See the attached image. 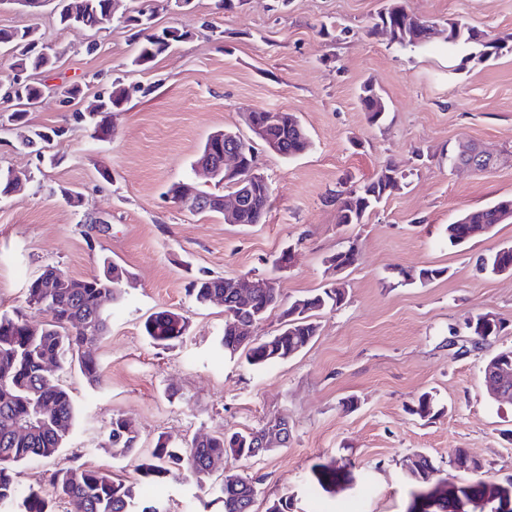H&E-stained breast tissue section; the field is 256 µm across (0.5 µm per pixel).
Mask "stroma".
Instances as JSON below:
<instances>
[{
  "label": "stroma",
  "instance_id": "35a3bbf8",
  "mask_svg": "<svg viewBox=\"0 0 512 512\" xmlns=\"http://www.w3.org/2000/svg\"><path fill=\"white\" fill-rule=\"evenodd\" d=\"M407 12L444 25L462 19L497 38L512 33V0H404ZM386 0H192L159 11L160 25L190 32L187 41L142 71L131 64L127 30L98 33L59 26L50 11L33 15L0 6V28L33 29L61 51L58 68L30 108L39 130L63 129L45 160L18 148L15 130L0 126V169L27 171L24 188L0 201V313L23 311L26 288L46 267L82 280L109 257L128 271L96 352L104 371L91 387L79 370L59 382L74 397L76 420L60 454L17 468L21 491L50 493L49 475L82 464L136 483L140 497L166 512H220L204 507L195 478L140 476L158 437L179 444L199 433L234 432L284 416L287 443L256 461L225 457L233 472L261 476L254 512L281 496L294 512H407L412 485L405 468L426 453L435 481L464 482L453 464L465 449L485 479H512V405L493 402L483 386L485 361L512 347V274L479 271L478 257L512 245V223L454 247L448 226L462 214L512 196V54L472 60L450 71L448 45L424 50L388 44L373 27ZM101 50L85 54L86 42ZM140 93L110 115V140L91 139L74 118L116 77ZM372 84L385 99L384 121L369 124L358 104ZM80 85L82 96L66 91ZM248 107L294 113L311 145L286 159L258 148L271 185L262 223L176 205L168 190L214 131L250 137ZM493 155L487 171L454 170L458 142ZM404 171L400 188L364 223H338L337 190L369 181L386 164ZM81 192L70 206L62 189ZM356 265L336 274L328 260L350 245ZM294 263L275 271L285 248ZM441 269L421 283L420 269ZM277 275L282 301L339 282L342 304L320 311L314 341L298 355L263 368L225 357L217 342L224 307L197 304L190 279L202 275ZM183 313L188 329L174 347L152 346L143 323L153 312ZM491 314L499 332L472 336L471 317ZM436 414L411 415L423 392ZM139 436L137 455L113 458L100 443L113 415ZM336 463L344 475L322 490L311 468Z\"/></svg>",
  "mask_w": 512,
  "mask_h": 512
}]
</instances>
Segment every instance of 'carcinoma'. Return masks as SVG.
<instances>
[{"instance_id":"1","label":"carcinoma","mask_w":512,"mask_h":512,"mask_svg":"<svg viewBox=\"0 0 512 512\" xmlns=\"http://www.w3.org/2000/svg\"><path fill=\"white\" fill-rule=\"evenodd\" d=\"M109 0H82L81 14L70 17L65 13V0H57V21L64 28L100 30L111 24L117 28L138 27L134 56L131 65L146 70L159 56L188 38L177 29L156 30L152 23L141 24L139 17L154 14L153 9L137 10L136 15L123 20L106 18ZM406 14L402 0H391L379 15L380 30L386 40L400 47L424 49L429 41L419 35L399 29V22ZM448 52L459 48L470 50L469 58L479 60L512 53V34L494 39L462 20H448L445 28ZM0 51L13 59V73L24 74L29 83L21 90L27 101L42 95V84L36 81L39 74H49L57 68L58 54L52 48L35 45L26 39V30L0 29ZM135 87L116 78L110 90L89 103L86 112L76 114V119L89 120L93 125L92 137L105 141L112 138L109 121L112 109L129 98ZM361 110L369 124L380 122L386 112L384 99L370 86L361 88L358 96ZM288 122L266 129L268 139L279 145V155L288 159L299 156L309 140L302 137L297 126V116L287 114ZM7 122L19 130L20 147L41 155L43 142L49 135L60 136L61 129L47 135L28 124L27 112L15 109L6 116ZM402 172L387 164L372 180L357 186L336 191L340 224H362L370 211L400 186ZM270 193L256 192L244 209L234 219L236 224H259L265 218ZM512 223V198L500 199L493 204L462 215L448 225V241L461 245L477 235V225ZM482 271L490 274L512 272V246L498 250L479 259ZM112 262L103 259L98 270L85 279L81 288H51L49 284L63 276V272L51 267L33 278L26 288L29 308L43 313L47 320L38 330H31L27 315L0 314V512H53L52 500L35 491L20 493L15 467L33 458L51 459L64 447L65 439L76 418V409L70 393L55 383V373L45 369L42 362L52 359L58 370L75 364L88 384L96 386L102 381V369L91 346L97 345L108 331V314L100 307L99 300L108 296L112 304L122 299V289L115 286L109 272ZM235 279L221 276L195 278L188 284L189 295L199 304L210 302L214 295L228 296L233 293ZM343 291L324 288L310 296L288 303L282 311L284 326L280 331L257 342L243 341L234 329L235 323L255 319L262 321L275 308L279 299L259 288L251 300L224 307V332L219 344L224 354L234 357L245 355L247 363L263 367L287 360L309 346L318 333L315 312L340 303ZM481 313L470 319L468 329L480 340H485L499 328L496 319L485 320ZM187 330L186 318L173 310L161 309L144 322V333L152 344L168 347L183 338ZM411 413L421 419L434 415L432 395L423 393L417 399ZM22 420H31L33 427L22 435L14 427ZM265 427L247 431H226L217 434H200L193 437L183 450L160 436L149 453L148 461L139 465L142 473L150 475H180L187 471L201 481L211 475L224 457L245 461L257 460L264 453L249 443L251 433H260ZM103 447L114 458H125L139 448L138 434L129 423L119 416L112 418ZM320 488L327 490L341 479L342 468L318 463L312 468ZM54 496L68 503L71 512H165L158 504L139 502L135 487L111 475L85 467L69 465L56 469L50 477ZM259 478L240 474H226L216 489L223 502L224 512H253L258 494ZM461 493L471 502L478 503L485 495V480L477 479L465 484Z\"/></svg>"}]
</instances>
